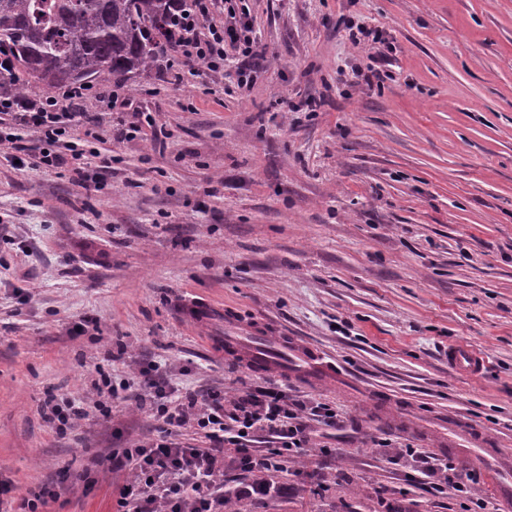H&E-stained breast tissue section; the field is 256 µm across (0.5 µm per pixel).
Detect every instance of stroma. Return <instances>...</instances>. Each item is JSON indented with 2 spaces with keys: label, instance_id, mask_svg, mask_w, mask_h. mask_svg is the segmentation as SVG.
I'll return each instance as SVG.
<instances>
[{
  "label": "stroma",
  "instance_id": "1",
  "mask_svg": "<svg viewBox=\"0 0 512 512\" xmlns=\"http://www.w3.org/2000/svg\"><path fill=\"white\" fill-rule=\"evenodd\" d=\"M264 49L250 92L236 65L162 62L118 86L104 112L110 165L87 179L0 156V477L59 486L43 512H115L130 478L105 457L155 437L148 410L97 406L103 380L138 361L180 392L264 380L210 342L252 328L267 347L295 337L329 355L325 386L278 373L293 396L336 407L284 493L239 512H474L475 456L438 448L449 424L512 449V0H251ZM382 28L393 64L358 84L364 50L348 23ZM323 98L316 112L289 102ZM151 116L168 131L124 139ZM191 304L210 307L191 321ZM484 356L474 377L449 343ZM84 400L79 431L56 435L51 396ZM471 475L473 498L409 485L398 447ZM322 494L295 476L311 463Z\"/></svg>",
  "mask_w": 512,
  "mask_h": 512
}]
</instances>
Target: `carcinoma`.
<instances>
[{
	"mask_svg": "<svg viewBox=\"0 0 512 512\" xmlns=\"http://www.w3.org/2000/svg\"><path fill=\"white\" fill-rule=\"evenodd\" d=\"M192 0H0V49L16 61V93L108 82L159 58Z\"/></svg>",
	"mask_w": 512,
	"mask_h": 512,
	"instance_id": "carcinoma-1",
	"label": "carcinoma"
}]
</instances>
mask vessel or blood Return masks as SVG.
I'll return each mask as SVG.
<instances>
[{
	"label": "vessel or blood",
	"mask_w": 512,
	"mask_h": 512,
	"mask_svg": "<svg viewBox=\"0 0 512 512\" xmlns=\"http://www.w3.org/2000/svg\"><path fill=\"white\" fill-rule=\"evenodd\" d=\"M240 355L253 368L263 372L277 365L289 366L294 375L315 381L334 374L332 363L322 353L295 339L281 342L272 354L247 347ZM448 365L457 372L477 375L483 372L485 360L471 346L453 343L448 347Z\"/></svg>",
	"instance_id": "b4317fda"
}]
</instances>
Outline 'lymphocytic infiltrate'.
<instances>
[{"label": "lymphocytic infiltrate", "instance_id": "1", "mask_svg": "<svg viewBox=\"0 0 512 512\" xmlns=\"http://www.w3.org/2000/svg\"><path fill=\"white\" fill-rule=\"evenodd\" d=\"M348 36L352 45L372 48L357 78L368 86L381 84L389 64L384 31L360 26ZM231 50L241 59L238 86L249 91L260 76L255 60L261 54L249 0H193L165 46L173 59L215 73L223 71ZM88 95L79 87L47 96L0 91V148L25 152V131L37 132L42 145L29 168L66 169L84 181L82 146L99 139L94 129H82L83 115L76 110ZM107 393L115 401L150 407L161 422L156 438L108 458L111 467L132 474L114 490L117 512H224L232 500L277 497L280 489L269 476L288 470L310 447V421L328 428L339 422L335 407L293 398L272 380L238 396L211 389L180 398L148 366L108 386ZM186 430L202 439V446L181 445Z\"/></svg>", "mask_w": 512, "mask_h": 512}]
</instances>
